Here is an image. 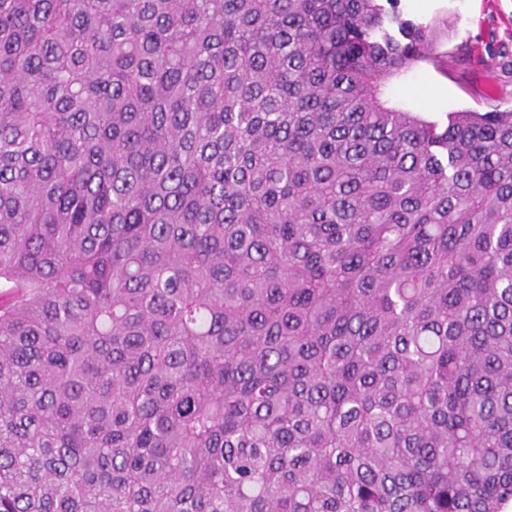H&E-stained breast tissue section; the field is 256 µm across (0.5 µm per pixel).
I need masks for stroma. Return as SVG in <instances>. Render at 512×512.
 <instances>
[{
    "mask_svg": "<svg viewBox=\"0 0 512 512\" xmlns=\"http://www.w3.org/2000/svg\"><path fill=\"white\" fill-rule=\"evenodd\" d=\"M399 8L433 27L442 60L392 83V99L433 120L493 103L512 106V0H400Z\"/></svg>",
    "mask_w": 512,
    "mask_h": 512,
    "instance_id": "stroma-1",
    "label": "stroma"
}]
</instances>
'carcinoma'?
<instances>
[{"label": "carcinoma", "instance_id": "cac0c4a2", "mask_svg": "<svg viewBox=\"0 0 512 512\" xmlns=\"http://www.w3.org/2000/svg\"><path fill=\"white\" fill-rule=\"evenodd\" d=\"M398 0H0V512H500L512 108L383 100Z\"/></svg>", "mask_w": 512, "mask_h": 512}]
</instances>
